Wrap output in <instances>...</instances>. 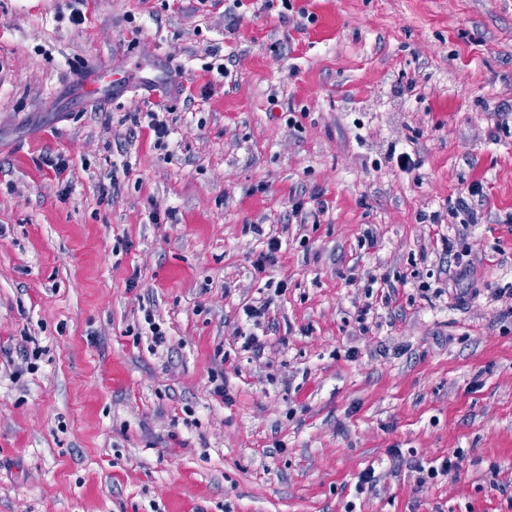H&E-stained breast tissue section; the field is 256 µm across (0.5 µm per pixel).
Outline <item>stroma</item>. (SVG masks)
<instances>
[{
  "label": "stroma",
  "instance_id": "35a3bbf8",
  "mask_svg": "<svg viewBox=\"0 0 512 512\" xmlns=\"http://www.w3.org/2000/svg\"><path fill=\"white\" fill-rule=\"evenodd\" d=\"M75 7L0 0V512H512V0ZM86 73L74 78L80 95L87 100H99L104 104L112 101V91L134 83H146L152 79L146 71L147 64L134 61L129 67L114 70L96 58L88 61Z\"/></svg>",
  "mask_w": 512,
  "mask_h": 512
}]
</instances>
